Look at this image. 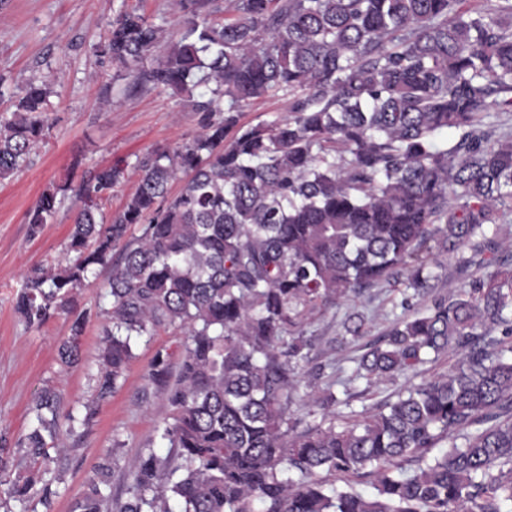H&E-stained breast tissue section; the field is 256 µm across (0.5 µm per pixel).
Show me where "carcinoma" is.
I'll list each match as a JSON object with an SVG mask.
<instances>
[{"instance_id": "1", "label": "carcinoma", "mask_w": 512, "mask_h": 512, "mask_svg": "<svg viewBox=\"0 0 512 512\" xmlns=\"http://www.w3.org/2000/svg\"><path fill=\"white\" fill-rule=\"evenodd\" d=\"M463 2L179 0L167 40L135 10L112 18L96 53L137 87L197 95L200 130L137 158V188L109 217L103 201L124 166L47 186L26 223L36 233L74 197L73 259L32 268L14 310L35 329L67 314L58 358L75 367L87 323L77 298L109 270L98 403L141 340L169 329L185 340L176 372L159 353L148 373L168 395L166 453L135 457L123 502L104 467L72 512L512 507V238L500 235L512 221V132L496 137L486 122L490 108L512 112V0ZM54 83L27 84L0 116V179L50 135ZM273 96L288 113L239 123L243 106ZM436 251L468 273L455 293L435 288ZM381 285L400 293L401 314L339 383L404 384L338 424L331 388L301 386L304 322ZM344 329L368 334L362 314ZM447 352L457 357L448 372L426 376L429 355ZM302 387L309 415H321L305 426L288 417ZM61 409L47 385L24 435L0 431L1 504L50 502L52 480L13 472L14 449L48 460ZM442 442L448 450L430 455ZM365 469L374 495L336 487L335 476Z\"/></svg>"}]
</instances>
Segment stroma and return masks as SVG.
I'll list each match as a JSON object with an SVG mask.
<instances>
[{"mask_svg":"<svg viewBox=\"0 0 512 512\" xmlns=\"http://www.w3.org/2000/svg\"><path fill=\"white\" fill-rule=\"evenodd\" d=\"M123 9L138 10L168 29L179 16L177 0H0V114L10 111L14 96L28 82L50 74L60 78L50 98L55 125L48 141L37 146L30 166L0 180V430L14 438L24 434L33 421L32 402L47 384L62 394L65 407L96 406L86 426L65 436L63 448L50 449V467L61 480L49 504L32 502L27 512H70L86 478L107 459L112 462V494L125 497L126 473L135 455L162 447L157 426L168 412V398L149 381V366L160 353L170 367H177L184 339L181 331L171 329L140 345L121 387L99 403L95 387L101 369L102 310L110 305L102 285L87 288L78 298L87 325L80 339L82 360L73 368L62 366L57 357L60 341L69 334L67 315L30 329L13 311L28 269L62 265L68 258L73 199H65L55 221L37 234H30L25 222L46 185L67 178L80 182L94 165L134 163L147 150L175 145L199 130L186 94L129 88L111 63L96 54L109 22ZM399 299L393 289L372 288L313 316L305 326L312 340L311 367L358 355V344L336 343L344 320L365 314L371 335H378L396 315ZM317 384L332 386L340 420L362 414L390 392L383 386L350 395L342 385H330L325 373Z\"/></svg>","mask_w":512,"mask_h":512,"instance_id":"1","label":"stroma"}]
</instances>
